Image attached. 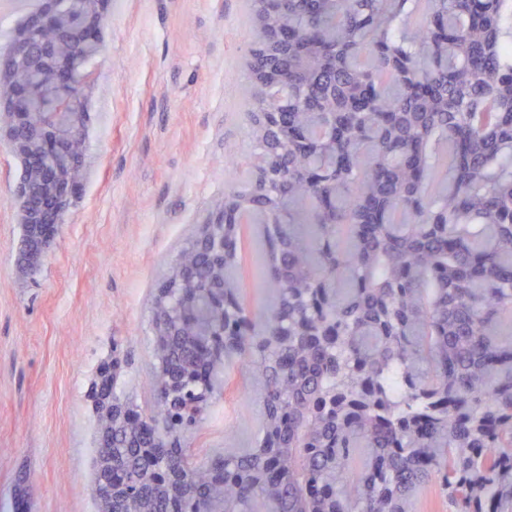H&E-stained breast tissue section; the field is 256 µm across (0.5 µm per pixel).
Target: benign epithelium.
<instances>
[{"label":"benign epithelium","mask_w":512,"mask_h":512,"mask_svg":"<svg viewBox=\"0 0 512 512\" xmlns=\"http://www.w3.org/2000/svg\"><path fill=\"white\" fill-rule=\"evenodd\" d=\"M94 7L79 29L81 34L97 36L105 15L106 0H93ZM57 0H43L41 10L16 32L10 51L0 57V87L9 82L14 71L29 61L31 45L38 31L47 26H57L60 20ZM45 53L55 73L59 88L56 107L51 117L37 112L24 111L23 104L0 94V142L5 143L22 165L14 203L23 224H58L67 205L74 197L78 178L74 170L81 168L82 156H74L70 144L85 136L87 113L74 111L79 105L73 87L87 88L91 78L75 76L72 60L56 51V43L44 45ZM57 161L55 176L43 182L41 157ZM197 238L207 242L209 253L224 255V207H219L201 225ZM194 279L191 269L179 265L169 271L159 287L163 299L168 288H188Z\"/></svg>","instance_id":"benign-epithelium-1"}]
</instances>
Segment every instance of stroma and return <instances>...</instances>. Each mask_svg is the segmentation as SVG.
Wrapping results in <instances>:
<instances>
[{"mask_svg": "<svg viewBox=\"0 0 512 512\" xmlns=\"http://www.w3.org/2000/svg\"><path fill=\"white\" fill-rule=\"evenodd\" d=\"M245 0H108L87 98L85 176L36 274L20 260L19 160L0 143V512H99L91 494L102 364L151 415V304L186 238L255 163L242 94L255 36ZM237 274L256 312L276 301L262 227ZM185 436L201 460L253 447L263 407L237 360Z\"/></svg>", "mask_w": 512, "mask_h": 512, "instance_id": "obj_1", "label": "stroma"}]
</instances>
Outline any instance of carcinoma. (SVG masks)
Segmentation results:
<instances>
[{
    "label": "carcinoma",
    "mask_w": 512,
    "mask_h": 512,
    "mask_svg": "<svg viewBox=\"0 0 512 512\" xmlns=\"http://www.w3.org/2000/svg\"><path fill=\"white\" fill-rule=\"evenodd\" d=\"M249 2L257 38L278 36L250 69L286 84L243 87L257 165L224 194V282L180 251L195 288L156 345L154 415L98 430L94 479L138 485L112 512H412L429 482L451 512H512V0ZM61 8L74 24L89 4ZM53 85L23 68L12 90ZM243 224L265 225L278 297L260 319L235 273ZM221 332L263 419L255 448L200 463L164 378L212 394Z\"/></svg>",
    "instance_id": "carcinoma-1"
}]
</instances>
